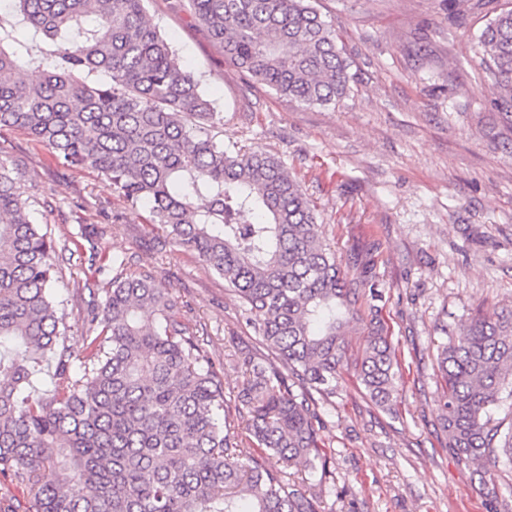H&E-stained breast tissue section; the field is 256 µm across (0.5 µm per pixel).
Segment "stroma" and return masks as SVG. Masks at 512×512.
<instances>
[{"label": "stroma", "instance_id": "35a3bbf8", "mask_svg": "<svg viewBox=\"0 0 512 512\" xmlns=\"http://www.w3.org/2000/svg\"><path fill=\"white\" fill-rule=\"evenodd\" d=\"M511 2L316 0L351 60L350 95L334 108L253 85L197 26L188 0L146 2L149 21L223 116L217 139L280 157L338 257L381 245L375 286L403 387L399 416L363 394L354 362L367 329L355 322L350 363L335 397L319 405L333 476L322 512H512L511 464L479 469L445 448L435 362L443 327L480 306L512 308V125L495 108L477 48L483 27ZM0 158L24 172L33 218L57 243L96 225L99 250L172 289L184 323L203 329L225 387L241 385L240 359L256 336L222 278L177 247L158 251L145 207H131L92 170L59 166L24 132L0 130ZM55 260L54 291L75 338L90 301L84 266L63 252Z\"/></svg>", "mask_w": 512, "mask_h": 512}]
</instances>
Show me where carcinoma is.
I'll return each instance as SVG.
<instances>
[{
	"label": "carcinoma",
	"instance_id": "carcinoma-1",
	"mask_svg": "<svg viewBox=\"0 0 512 512\" xmlns=\"http://www.w3.org/2000/svg\"><path fill=\"white\" fill-rule=\"evenodd\" d=\"M26 27L50 40L51 65L21 76L0 37V129L25 132L66 168H85L136 207L149 206L174 243L224 279L271 358H243L226 398L224 373L179 318L172 290L98 250L84 227L93 282L86 329L68 343L55 300L54 240L34 222L24 175L0 158V473L25 485L24 512H321L297 466L329 474L317 397L336 395L345 331L374 289L378 244L341 268L300 183L276 157L209 134L223 120L199 81L146 20V0H15ZM197 25L255 84L306 106L349 97L351 62L314 0H189ZM479 54L512 122V8L491 19ZM378 306L357 360L365 396L398 417L395 350ZM437 346L447 447L466 464H512V310H475ZM53 389L30 391L46 360ZM281 467L268 466V455Z\"/></svg>",
	"mask_w": 512,
	"mask_h": 512
}]
</instances>
